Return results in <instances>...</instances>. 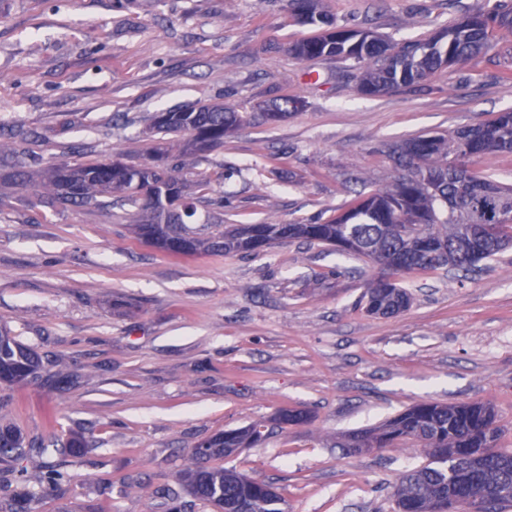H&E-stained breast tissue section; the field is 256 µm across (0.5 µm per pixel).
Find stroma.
Listing matches in <instances>:
<instances>
[{
    "label": "stroma",
    "mask_w": 512,
    "mask_h": 512,
    "mask_svg": "<svg viewBox=\"0 0 512 512\" xmlns=\"http://www.w3.org/2000/svg\"><path fill=\"white\" fill-rule=\"evenodd\" d=\"M488 5L320 0L337 23L394 43ZM319 33L287 0H0V138L14 143L0 155V324L43 364L37 381L0 389V422L91 443L61 458L70 486L35 512H168L164 491L195 446L256 422L265 439L220 464L273 484L287 512H395L394 488L425 450L336 439L420 401L490 403L512 449V249L467 274L405 278L410 307L371 316L366 259L301 240L172 256L135 239L131 207H52L4 181L19 163H141L157 112H253L288 95L305 108L226 138L190 190L231 196L218 224L324 222L393 179L382 144L512 110V28L494 29L477 61L377 97L358 93L348 63L293 56ZM295 408L309 420L279 422Z\"/></svg>",
    "instance_id": "35a3bbf8"
}]
</instances>
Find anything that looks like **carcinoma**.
I'll return each instance as SVG.
<instances>
[{"label": "carcinoma", "instance_id": "1", "mask_svg": "<svg viewBox=\"0 0 512 512\" xmlns=\"http://www.w3.org/2000/svg\"><path fill=\"white\" fill-rule=\"evenodd\" d=\"M300 25H321L325 32L296 42L300 60L337 58L359 70L358 91L378 96L419 83L442 68L464 65L485 52L490 31L512 28V0H494L488 10L466 13L428 41L389 43L377 35L337 26L318 11L317 0H288ZM302 106L297 97H282L259 112H239L216 102L158 112L146 132L148 162L131 165L120 158L86 164L54 163L38 174L25 167L7 180L60 206L101 207L118 198L138 210V240L171 255L239 252L261 254L274 241L301 239L332 247L341 255L363 257L379 270L366 284L365 311L377 307L391 317L404 311L411 293L394 276L432 273L445 268L468 272L471 255L485 261L512 247V186L491 174L471 173L474 158L512 154V111L493 120L448 134H428L386 146L397 175L391 186L356 199L341 215L320 224H227L224 230L199 235L188 225L205 199L187 192L184 170L190 159L224 145V138L261 119L285 120ZM184 201L171 223L158 224L163 194ZM38 354L0 326V387L12 388L38 377ZM264 425L226 431L194 450L195 465L180 472L178 482L201 503L228 512H284V499L269 483L233 469L211 467L226 448L261 442ZM500 429L494 408L480 403L416 404L382 424L354 433L340 448H389L413 441L428 454L426 465L406 471L395 487L397 512H503L512 505V451L498 448ZM84 437L72 434L35 447L13 424H0V462L24 461L15 470L8 512H32L47 492L61 491L70 475L48 460L79 456ZM39 471L30 484L28 469Z\"/></svg>", "mask_w": 512, "mask_h": 512}]
</instances>
